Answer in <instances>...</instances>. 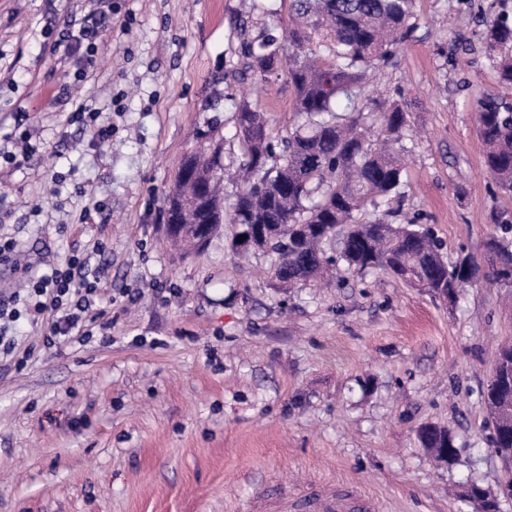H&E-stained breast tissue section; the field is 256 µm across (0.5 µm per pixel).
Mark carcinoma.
<instances>
[{
	"instance_id": "obj_1",
	"label": "carcinoma",
	"mask_w": 512,
	"mask_h": 512,
	"mask_svg": "<svg viewBox=\"0 0 512 512\" xmlns=\"http://www.w3.org/2000/svg\"><path fill=\"white\" fill-rule=\"evenodd\" d=\"M415 0H294V18L281 40L249 37L240 28L244 67L260 76L275 70L288 54V82L301 123L282 137L264 113L247 100L237 106L235 138L244 158L246 184L236 194L229 223L266 226L265 245L273 256L271 274L293 287L324 277L335 245L347 268L383 270L435 294L456 297L479 277L474 256L448 264L443 241L419 216L392 220L390 205L400 199L408 151V113L398 101L362 102L369 72L382 68L410 39L416 27ZM487 36L493 49L512 47V24L495 19ZM502 84L512 86V54L492 57ZM476 128L484 145V169L512 192V103L486 94L475 104ZM201 166L177 179L171 193L182 205L183 224H222L224 167L221 148L193 152ZM486 276L512 288V242L488 244ZM497 382L489 381L484 402L492 428L491 446L512 448V414L494 403ZM435 459L452 462L455 436L448 428L418 429Z\"/></svg>"
}]
</instances>
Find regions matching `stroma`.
Here are the masks:
<instances>
[{
	"mask_svg": "<svg viewBox=\"0 0 512 512\" xmlns=\"http://www.w3.org/2000/svg\"><path fill=\"white\" fill-rule=\"evenodd\" d=\"M265 4L100 0L112 24L78 81L55 43L86 0H0V136L25 112L37 145L0 168V235L34 267L74 251L107 266L100 298L112 303L107 334L58 348L16 323L17 352L34 354L21 371L0 356V512H308L310 492L360 495L374 512H476L463 485L512 478L484 425L497 347L512 339L504 289L480 278L445 302L342 263L330 285L285 288L271 255L234 259L231 224L187 257L164 244L163 198L183 155L218 143L224 167L242 166L240 100L276 132L297 121L284 68L233 75L234 21L255 38L288 30L291 0ZM415 12L369 94L408 102L401 210L433 227L453 264L512 224L472 111L486 93L512 100L483 23L512 17V0H416ZM76 104L111 124L109 144L69 124ZM427 423L453 431V462L421 446Z\"/></svg>",
	"mask_w": 512,
	"mask_h": 512,
	"instance_id": "35a3bbf8",
	"label": "stroma"
}]
</instances>
